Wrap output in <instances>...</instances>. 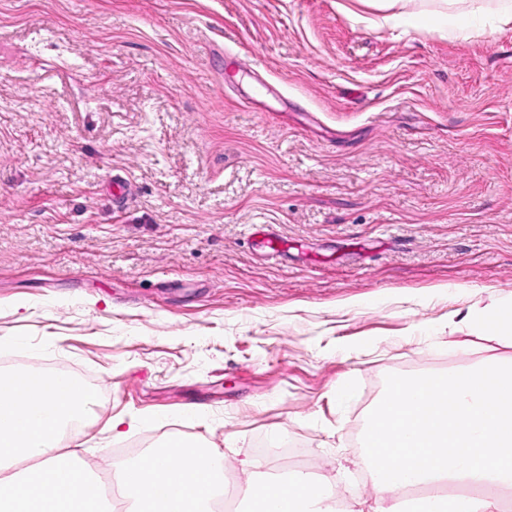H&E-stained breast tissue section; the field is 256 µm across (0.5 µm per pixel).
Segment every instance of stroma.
Masks as SVG:
<instances>
[{
  "label": "stroma",
  "instance_id": "stroma-1",
  "mask_svg": "<svg viewBox=\"0 0 512 512\" xmlns=\"http://www.w3.org/2000/svg\"><path fill=\"white\" fill-rule=\"evenodd\" d=\"M360 9L0 0V369L98 392L82 460L177 434L236 482L245 457L292 474L285 448L372 512L386 376L487 356L472 318L512 304V22ZM119 414L140 423L112 441Z\"/></svg>",
  "mask_w": 512,
  "mask_h": 512
}]
</instances>
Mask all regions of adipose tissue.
<instances>
[{"label":"adipose tissue","instance_id":"ef3b65f1","mask_svg":"<svg viewBox=\"0 0 512 512\" xmlns=\"http://www.w3.org/2000/svg\"><path fill=\"white\" fill-rule=\"evenodd\" d=\"M382 11L386 24L401 25L421 32L438 27L457 31L469 15L472 0H363ZM244 479L237 499L244 512H333L324 494L325 478L299 473L286 485L259 479L254 463L242 464Z\"/></svg>","mask_w":512,"mask_h":512}]
</instances>
